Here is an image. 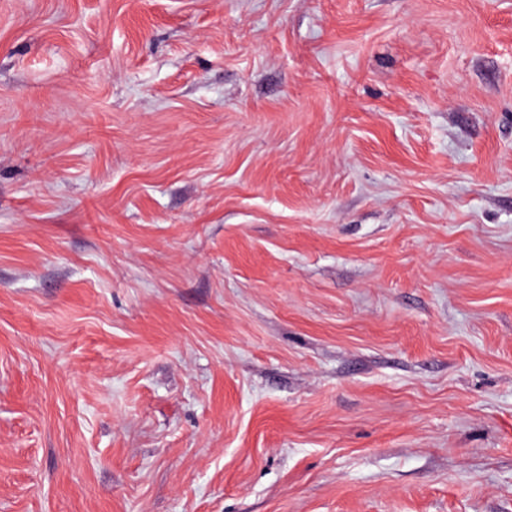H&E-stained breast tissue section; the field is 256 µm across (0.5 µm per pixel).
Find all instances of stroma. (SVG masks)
I'll use <instances>...</instances> for the list:
<instances>
[{
	"label": "stroma",
	"mask_w": 512,
	"mask_h": 512,
	"mask_svg": "<svg viewBox=\"0 0 512 512\" xmlns=\"http://www.w3.org/2000/svg\"><path fill=\"white\" fill-rule=\"evenodd\" d=\"M0 512H512V0H0Z\"/></svg>",
	"instance_id": "stroma-1"
}]
</instances>
